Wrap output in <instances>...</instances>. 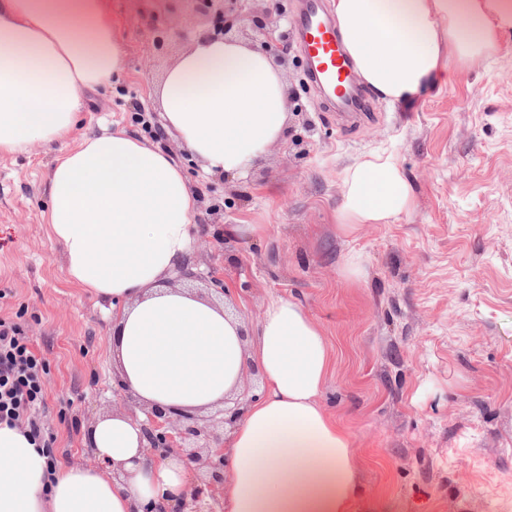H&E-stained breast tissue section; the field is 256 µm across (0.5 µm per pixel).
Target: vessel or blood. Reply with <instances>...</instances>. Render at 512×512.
Returning a JSON list of instances; mask_svg holds the SVG:
<instances>
[{"label":"vessel or blood","instance_id":"b4317fda","mask_svg":"<svg viewBox=\"0 0 512 512\" xmlns=\"http://www.w3.org/2000/svg\"><path fill=\"white\" fill-rule=\"evenodd\" d=\"M296 40L307 82L332 102L344 127L360 126L373 105L352 86L349 59L324 0H298Z\"/></svg>","mask_w":512,"mask_h":512}]
</instances>
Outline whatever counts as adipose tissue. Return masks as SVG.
Listing matches in <instances>:
<instances>
[{
    "label": "adipose tissue",
    "mask_w": 512,
    "mask_h": 512,
    "mask_svg": "<svg viewBox=\"0 0 512 512\" xmlns=\"http://www.w3.org/2000/svg\"><path fill=\"white\" fill-rule=\"evenodd\" d=\"M361 83L411 102L481 65L512 29V0H332ZM110 0H0V156L57 145L51 232L70 282L112 302L116 375L139 405L203 414L255 399L224 433L219 512H354L356 442L325 401L333 349L302 304L268 296L247 330L231 295L170 287L193 258L200 201L166 151L125 130L77 137L88 95L126 68ZM165 128L201 168L239 176L288 129V83L270 54L229 36L194 35L155 86ZM341 231L392 224L412 184L392 154L344 171ZM96 458L50 470L25 430L0 425V512H173L197 472L154 453L141 421L104 413L84 430Z\"/></svg>",
    "instance_id": "1"
}]
</instances>
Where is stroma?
<instances>
[{
	"instance_id": "1",
	"label": "stroma",
	"mask_w": 512,
	"mask_h": 512,
	"mask_svg": "<svg viewBox=\"0 0 512 512\" xmlns=\"http://www.w3.org/2000/svg\"><path fill=\"white\" fill-rule=\"evenodd\" d=\"M278 3L267 24L286 38L269 52L288 80V130L240 180L186 162L201 201L195 270L242 295L247 324L271 293L322 323L335 353L326 398L358 445L356 512H512V30L481 69L405 106L378 103L372 123L344 132L303 80L295 0ZM217 9L112 0L127 69L91 94L79 134L123 129L178 153L152 88L194 32H219ZM370 150L398 157L415 204L396 223L340 232L343 170ZM57 154L0 157V320L46 361L56 461L87 464L83 427L123 404L109 304L70 282L47 222ZM354 254L359 283L342 273Z\"/></svg>"
}]
</instances>
